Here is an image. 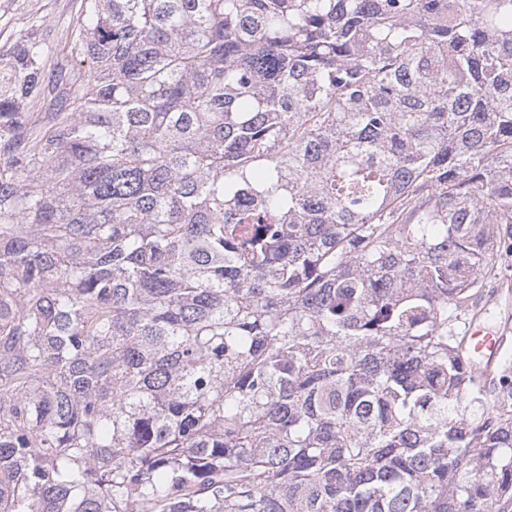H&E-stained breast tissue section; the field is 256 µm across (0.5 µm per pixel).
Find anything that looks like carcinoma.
<instances>
[{"label": "carcinoma", "mask_w": 512, "mask_h": 512, "mask_svg": "<svg viewBox=\"0 0 512 512\" xmlns=\"http://www.w3.org/2000/svg\"><path fill=\"white\" fill-rule=\"evenodd\" d=\"M80 17L0 50V512H512V0ZM508 274H510V277H508L510 288H507L506 279L503 280L504 284H502V280L499 281L496 279L490 283L486 291L490 293L493 291L492 299L497 302L498 305L496 314L501 324L498 336H505L504 334L502 335V329L503 326L506 327L508 331L507 336H510L509 344L507 346H501V341L498 336H494L492 332H485L481 328L472 330L470 336V346L480 355L483 364L487 365L493 362L498 356L491 368L504 358L512 360V270L509 271ZM506 289L510 291L509 300H507V302L498 301L497 299L501 291H505Z\"/></svg>", "instance_id": "cac0c4a2"}]
</instances>
